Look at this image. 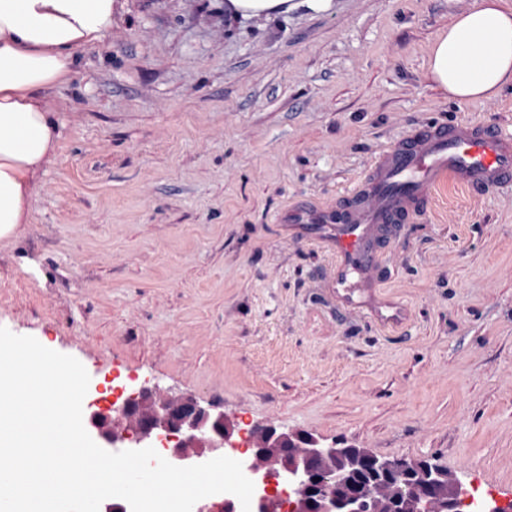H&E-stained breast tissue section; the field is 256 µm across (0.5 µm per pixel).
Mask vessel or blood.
I'll list each match as a JSON object with an SVG mask.
<instances>
[{"label": "vessel or blood", "mask_w": 512, "mask_h": 512, "mask_svg": "<svg viewBox=\"0 0 512 512\" xmlns=\"http://www.w3.org/2000/svg\"><path fill=\"white\" fill-rule=\"evenodd\" d=\"M445 177L474 190L512 185V133L469 120L416 126L375 156L345 204H295L280 219L329 230L336 247V289L350 302L372 286L367 273L384 225L409 221Z\"/></svg>", "instance_id": "1"}]
</instances>
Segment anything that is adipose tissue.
<instances>
[{
	"mask_svg": "<svg viewBox=\"0 0 512 512\" xmlns=\"http://www.w3.org/2000/svg\"><path fill=\"white\" fill-rule=\"evenodd\" d=\"M117 0H0V241L32 220L31 199L55 163L62 126L44 100L78 53L112 31ZM426 78L460 104L512 87V6L473 0L430 47Z\"/></svg>",
	"mask_w": 512,
	"mask_h": 512,
	"instance_id": "ef3b65f1",
	"label": "adipose tissue"
}]
</instances>
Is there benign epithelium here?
Returning a JSON list of instances; mask_svg holds the SVG:
<instances>
[{
    "label": "benign epithelium",
    "instance_id": "benign-epithelium-1",
    "mask_svg": "<svg viewBox=\"0 0 512 512\" xmlns=\"http://www.w3.org/2000/svg\"><path fill=\"white\" fill-rule=\"evenodd\" d=\"M157 384L145 380L120 403L87 405L84 423L102 448L161 449L162 457L181 463L184 449H197L198 463L206 454L243 451L244 474L260 491L252 497L251 512H270L287 499L288 512H380L375 482L395 480L408 490L414 512H425L440 495L448 512H465L473 504L460 484L429 459H390L346 440L329 442L303 429L274 424H249L224 415V410L194 394L162 399ZM129 426L118 430L115 419ZM268 467L258 469L254 461Z\"/></svg>",
    "mask_w": 512,
    "mask_h": 512
}]
</instances>
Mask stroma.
Here are the masks:
<instances>
[{
  "instance_id": "35a3bbf8",
  "label": "stroma",
  "mask_w": 512,
  "mask_h": 512,
  "mask_svg": "<svg viewBox=\"0 0 512 512\" xmlns=\"http://www.w3.org/2000/svg\"><path fill=\"white\" fill-rule=\"evenodd\" d=\"M472 0H121L46 100L63 125L32 221L0 246V327L90 376L192 392L233 419L430 458L475 512H512V188L443 183L341 303L336 255L289 203L344 201L415 125L512 132V89L460 105L424 77ZM374 298V299H375Z\"/></svg>"
}]
</instances>
